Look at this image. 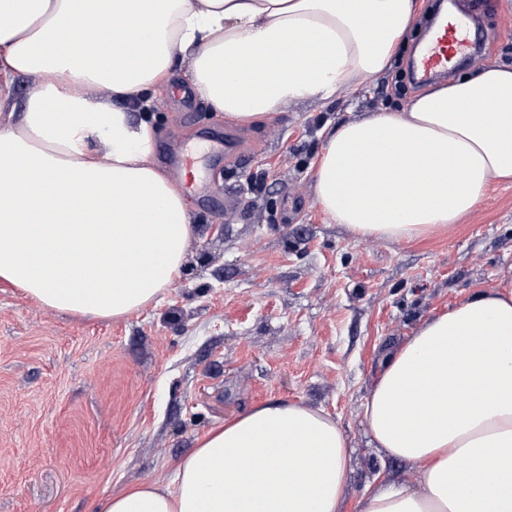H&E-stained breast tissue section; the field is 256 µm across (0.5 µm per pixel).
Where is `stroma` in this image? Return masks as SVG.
Returning a JSON list of instances; mask_svg holds the SVG:
<instances>
[{
    "label": "stroma",
    "instance_id": "1",
    "mask_svg": "<svg viewBox=\"0 0 512 512\" xmlns=\"http://www.w3.org/2000/svg\"><path fill=\"white\" fill-rule=\"evenodd\" d=\"M392 69L329 102L288 104L243 124L193 88L154 101L155 149L187 148L203 188L186 263L164 298L99 320L39 307L0 283V512H94L102 497L162 481L210 428L275 399L325 409L351 448L347 505L376 477L416 473L373 448L363 404L384 354L420 321L474 291L512 282V180L493 182L452 231L418 242L358 239L315 202L327 130L398 112L399 86L429 34L418 0ZM486 37L460 76L512 64V0H456ZM238 132L243 152L208 143Z\"/></svg>",
    "mask_w": 512,
    "mask_h": 512
}]
</instances>
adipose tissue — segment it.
I'll use <instances>...</instances> for the list:
<instances>
[{"label": "adipose tissue", "instance_id": "ef3b65f1", "mask_svg": "<svg viewBox=\"0 0 512 512\" xmlns=\"http://www.w3.org/2000/svg\"><path fill=\"white\" fill-rule=\"evenodd\" d=\"M417 0H0V281L47 310L116 319L158 302L193 216L153 162L152 92L183 72L252 123L386 72ZM34 89L16 102L17 78ZM512 178V65L488 64L327 133L315 200L355 238L451 230ZM408 464L356 512H512V283L425 318L364 404ZM350 449L320 409L270 401L212 428L162 482L98 512H344Z\"/></svg>", "mask_w": 512, "mask_h": 512}]
</instances>
